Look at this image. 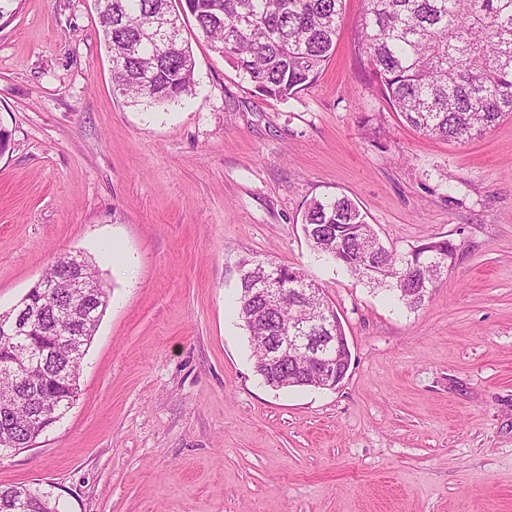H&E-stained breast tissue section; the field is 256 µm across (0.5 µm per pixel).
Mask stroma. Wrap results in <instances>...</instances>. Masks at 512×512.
Here are the masks:
<instances>
[{"instance_id": "stroma-1", "label": "stroma", "mask_w": 512, "mask_h": 512, "mask_svg": "<svg viewBox=\"0 0 512 512\" xmlns=\"http://www.w3.org/2000/svg\"><path fill=\"white\" fill-rule=\"evenodd\" d=\"M363 9L287 99L187 23L193 92L152 107L114 91L95 0L0 18V309L61 253L110 294L76 401L0 450V486L59 512H512V117L461 145L412 129L358 51ZM339 193L390 249L458 244L422 306L313 255L302 212ZM268 257L338 312L336 388L257 374L230 302Z\"/></svg>"}]
</instances>
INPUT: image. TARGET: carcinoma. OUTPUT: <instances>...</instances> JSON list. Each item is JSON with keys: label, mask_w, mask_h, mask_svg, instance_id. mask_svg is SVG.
<instances>
[{"label": "carcinoma", "mask_w": 512, "mask_h": 512, "mask_svg": "<svg viewBox=\"0 0 512 512\" xmlns=\"http://www.w3.org/2000/svg\"><path fill=\"white\" fill-rule=\"evenodd\" d=\"M345 0H99V24L112 57L114 88L147 106L192 92L194 58L182 37L192 17L211 49L230 61L261 97L288 98L315 81L336 47ZM360 48L386 100L421 134L466 142L512 116V0H364ZM301 224L311 250L367 283L385 287L407 308L421 306L451 270L458 250L448 238L404 253L388 249L346 195L310 201ZM266 280L288 298L270 307L252 289ZM316 286L300 270L273 261L242 262L237 315L250 335L255 369L271 388L309 387L315 373L293 363L270 367L263 344L291 334L294 314L317 310L297 294ZM89 298L92 319L72 333L57 308L62 291L34 294L42 335L15 351L33 361L34 378L54 388L58 408L34 398L0 414V442L24 446L43 433L42 415H62L76 400L85 351L109 295ZM0 512H58L49 495L25 485L0 487Z\"/></svg>", "instance_id": "1"}]
</instances>
